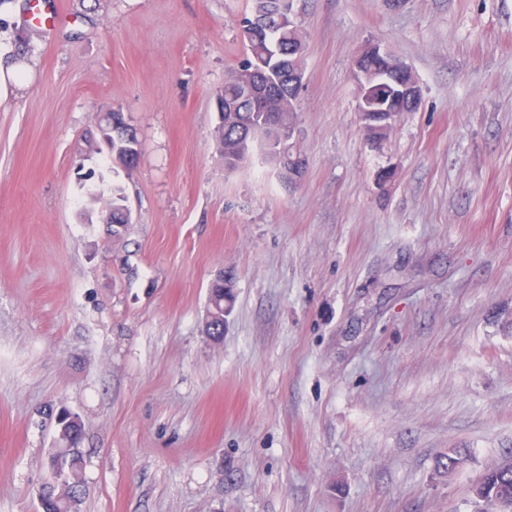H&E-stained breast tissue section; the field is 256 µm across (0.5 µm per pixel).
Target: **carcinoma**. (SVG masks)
<instances>
[{"mask_svg":"<svg viewBox=\"0 0 512 512\" xmlns=\"http://www.w3.org/2000/svg\"><path fill=\"white\" fill-rule=\"evenodd\" d=\"M276 0H256L255 11L265 12L266 22L254 33L250 43L246 44L245 57L233 68L224 80V105L221 112V124L218 127L219 146L224 158V167L234 170L246 163L253 155L255 145H267L264 136L272 127L281 130L294 129L297 125L298 110L286 111L279 108L276 97L288 92V89L275 82L265 97L267 112L256 111L252 100L243 94L239 75L241 72L255 68H267L271 78L279 77L278 59L275 51L288 52L295 46V40L288 28L284 27L271 9ZM361 65L369 74L372 85L369 88L370 111L364 113L365 129L372 139L380 140L392 124L404 112H413L416 107L406 99L394 97V79L400 75L401 63L391 56H382L369 52L361 59ZM111 211L113 235H119L127 226L126 197L120 187L112 188V197L106 204ZM233 301L232 282L220 278L212 283L210 289V311L212 326L207 328L208 335L224 334V301ZM82 439V426L72 414L62 413L59 422V446L49 453L50 468L57 470L67 479L71 493L62 498L50 490L46 491L40 502L41 512H70L77 499L81 483V455L79 444ZM468 461V454L463 448H453L441 455L435 463L439 473H450L460 469ZM481 490L488 495H495L505 502L508 512H512V461L497 464L483 475Z\"/></svg>","mask_w":512,"mask_h":512,"instance_id":"cac0c4a2","label":"carcinoma"}]
</instances>
